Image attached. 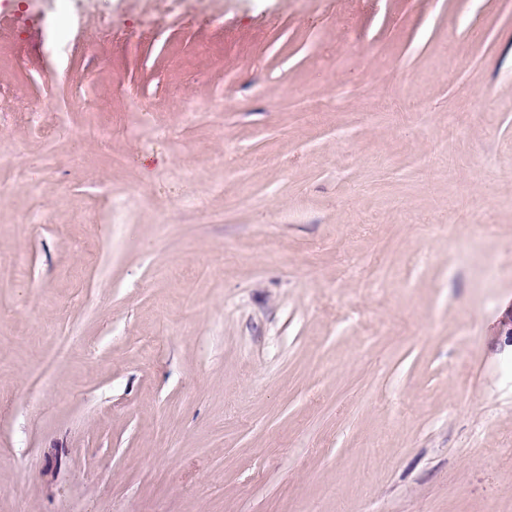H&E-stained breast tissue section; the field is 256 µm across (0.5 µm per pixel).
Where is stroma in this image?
<instances>
[{"mask_svg": "<svg viewBox=\"0 0 512 512\" xmlns=\"http://www.w3.org/2000/svg\"><path fill=\"white\" fill-rule=\"evenodd\" d=\"M29 3L0 512H512V0Z\"/></svg>", "mask_w": 512, "mask_h": 512, "instance_id": "35a3bbf8", "label": "stroma"}]
</instances>
